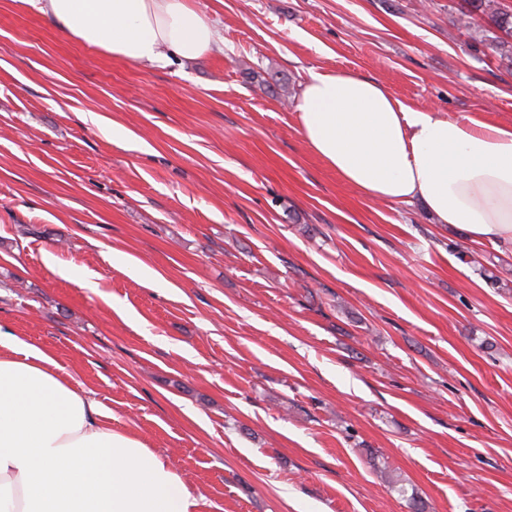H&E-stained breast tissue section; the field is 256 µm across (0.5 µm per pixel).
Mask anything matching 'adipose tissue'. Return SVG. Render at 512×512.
<instances>
[{
  "label": "adipose tissue",
  "mask_w": 512,
  "mask_h": 512,
  "mask_svg": "<svg viewBox=\"0 0 512 512\" xmlns=\"http://www.w3.org/2000/svg\"><path fill=\"white\" fill-rule=\"evenodd\" d=\"M104 54L158 64L220 50L192 0H26ZM295 112L309 150L363 198L422 201L481 243L512 238V126L411 108L376 81L309 70ZM166 455L114 430L45 352L0 336V512H196Z\"/></svg>",
  "instance_id": "obj_1"
}]
</instances>
